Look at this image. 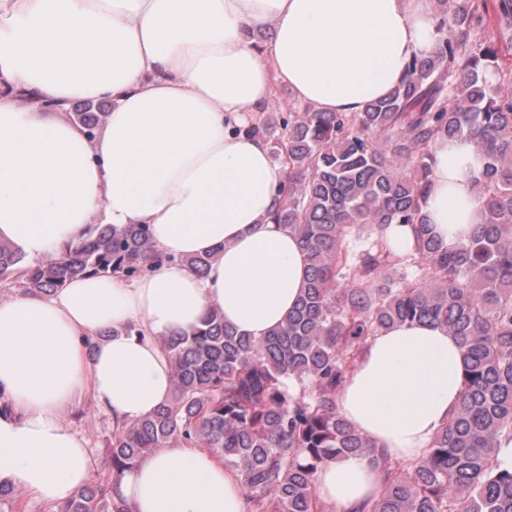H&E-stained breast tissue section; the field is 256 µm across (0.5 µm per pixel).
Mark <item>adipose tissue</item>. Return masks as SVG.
<instances>
[{
    "mask_svg": "<svg viewBox=\"0 0 512 512\" xmlns=\"http://www.w3.org/2000/svg\"><path fill=\"white\" fill-rule=\"evenodd\" d=\"M268 26L257 48L252 29ZM438 39L430 0H0V240L28 257L85 238L94 218L149 225L167 260L125 282L80 278L45 298L0 300V482L51 505L99 468L65 419L92 395L122 426L170 396L162 335L219 308L260 339L296 305L307 261L274 223L284 169L243 129L277 86L322 112L352 115L388 95ZM35 94L32 104L20 92ZM111 102L95 137L64 119L75 102ZM241 127L231 135L229 126ZM423 211L443 246L482 217L464 138L436 139ZM211 253L207 277L184 259ZM104 327L112 334L87 349ZM463 392L459 344L447 329L397 325L373 337L337 397L377 450L420 459ZM384 475L368 458L327 463L316 492L330 512H362ZM125 512H246L239 475L205 448L143 456L112 482Z\"/></svg>",
    "mask_w": 512,
    "mask_h": 512,
    "instance_id": "1",
    "label": "adipose tissue"
}]
</instances>
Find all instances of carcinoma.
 <instances>
[{
	"instance_id": "1",
	"label": "carcinoma",
	"mask_w": 512,
	"mask_h": 512,
	"mask_svg": "<svg viewBox=\"0 0 512 512\" xmlns=\"http://www.w3.org/2000/svg\"><path fill=\"white\" fill-rule=\"evenodd\" d=\"M435 50L416 56L401 83L354 115L271 112L237 132L263 139L286 171L272 220L296 236L308 260L300 300L261 339L212 308L200 326L160 336L172 390L153 413L112 433L118 477L145 454L180 444L211 449L237 472L251 512H324L315 482L330 460L357 455L386 476L372 512H512V471L497 451L512 440V0H431ZM103 112L72 119L96 132ZM467 136L482 154L475 177L482 214L469 241L445 248L422 214L430 147ZM370 227L373 249L348 265L345 229ZM409 224L417 276L392 282L396 256L383 239ZM166 259L147 224L90 225L87 237L29 262L0 240V282L50 296L70 281H133ZM213 256L183 262L207 276ZM431 323L456 336L464 389L457 410L417 462L391 458L340 414L337 396L369 340L397 324ZM112 482L85 484L59 512H116Z\"/></svg>"
}]
</instances>
